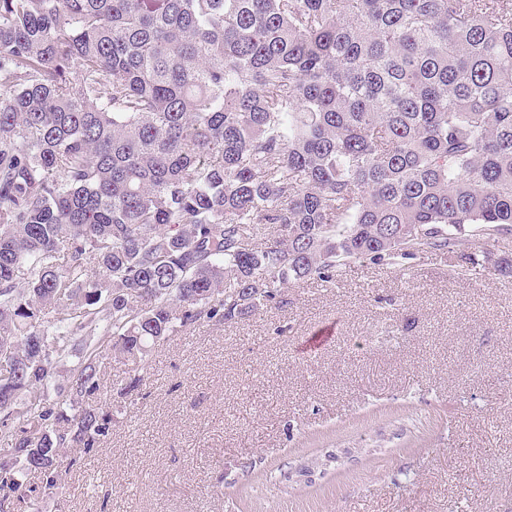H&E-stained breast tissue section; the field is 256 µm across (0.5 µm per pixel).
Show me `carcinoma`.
<instances>
[{"instance_id": "obj_1", "label": "carcinoma", "mask_w": 512, "mask_h": 512, "mask_svg": "<svg viewBox=\"0 0 512 512\" xmlns=\"http://www.w3.org/2000/svg\"><path fill=\"white\" fill-rule=\"evenodd\" d=\"M510 228L509 0H0V512L112 430L104 360L129 394L191 325Z\"/></svg>"}]
</instances>
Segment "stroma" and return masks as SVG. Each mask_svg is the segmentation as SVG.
<instances>
[{
    "mask_svg": "<svg viewBox=\"0 0 512 512\" xmlns=\"http://www.w3.org/2000/svg\"><path fill=\"white\" fill-rule=\"evenodd\" d=\"M469 247L188 328L129 396L105 365L112 430L42 512H512V278L454 277Z\"/></svg>",
    "mask_w": 512,
    "mask_h": 512,
    "instance_id": "stroma-1",
    "label": "stroma"
}]
</instances>
